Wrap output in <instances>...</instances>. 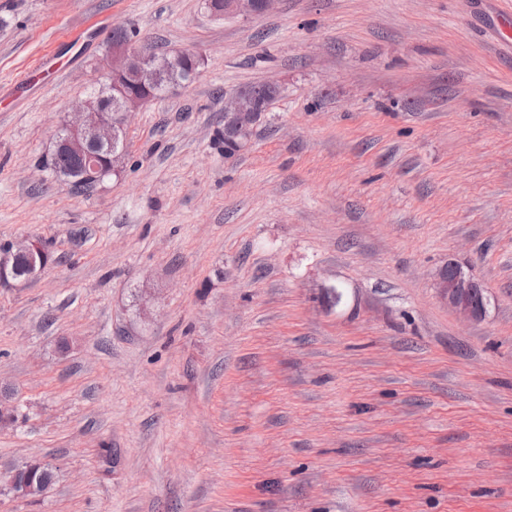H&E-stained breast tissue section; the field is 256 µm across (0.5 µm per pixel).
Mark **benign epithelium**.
Here are the masks:
<instances>
[{"instance_id": "7a95c632", "label": "benign epithelium", "mask_w": 512, "mask_h": 512, "mask_svg": "<svg viewBox=\"0 0 512 512\" xmlns=\"http://www.w3.org/2000/svg\"><path fill=\"white\" fill-rule=\"evenodd\" d=\"M273 0H224V13L232 15H257L267 11ZM180 53L174 52L164 57L145 43L132 40L114 45L103 59L97 73L98 82L112 84V78L120 74H131L144 85L156 86L161 83L162 74L177 66ZM120 96L115 108L105 104V97L99 93L88 94L75 110L57 127L54 134L53 150L65 151L84 158L86 176L97 179L101 175V160L91 153L92 144H110L117 133L124 130L127 115L137 111L143 98L127 93L121 86H115ZM263 111L259 109L252 95L243 89L224 101V123L233 126L243 135L241 150L251 145L252 133L261 123ZM17 254H32L44 257V249L36 241L18 247L0 257V278L7 276V269ZM437 288L441 299L460 313L474 319L483 316L485 299L479 293V284L463 267H457L454 274L445 269L438 272ZM46 464L41 461H28L17 466L7 475L6 481L19 498H31L35 488L27 480L26 474H33Z\"/></svg>"}]
</instances>
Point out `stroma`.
<instances>
[{"label": "stroma", "mask_w": 512, "mask_h": 512, "mask_svg": "<svg viewBox=\"0 0 512 512\" xmlns=\"http://www.w3.org/2000/svg\"><path fill=\"white\" fill-rule=\"evenodd\" d=\"M499 0H0V512H512V38ZM202 60L118 174L41 165L115 26ZM276 81L249 149L224 98ZM456 260L486 315L443 302ZM342 287L335 305L331 287ZM273 0H205L207 8L216 16L257 15L267 11ZM42 246L37 242L30 240L27 244L18 247L13 252H8L0 257V278L7 277V269L11 261H13L12 271L9 276L14 278L16 281H22L31 277L32 262L26 255L17 254H32L39 256L41 261H44V251ZM17 255L15 258L14 256ZM14 258V260H13ZM47 260V254L45 252V262ZM44 467L47 465L41 461L24 462L7 475L6 481L17 497L32 498L35 488L25 478L21 479V475L36 473Z\"/></svg>", "instance_id": "1"}]
</instances>
